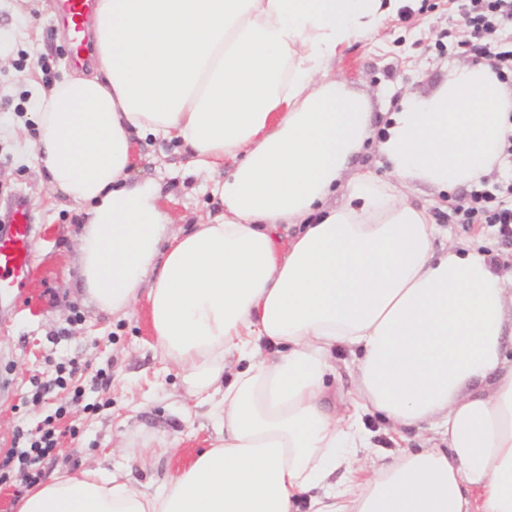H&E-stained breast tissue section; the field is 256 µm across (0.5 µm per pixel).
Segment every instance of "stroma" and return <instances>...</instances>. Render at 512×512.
Here are the masks:
<instances>
[{
	"mask_svg": "<svg viewBox=\"0 0 512 512\" xmlns=\"http://www.w3.org/2000/svg\"><path fill=\"white\" fill-rule=\"evenodd\" d=\"M61 27L55 0H0V211L26 196L35 225L29 280L0 292V457L16 430L33 433L48 423L59 440L42 479L106 460L124 467L137 485L154 486L208 447L214 428L202 407L183 418L182 375L153 349L146 306L125 317L103 313L78 283L85 211L51 195L34 151L32 87L49 88L70 69ZM461 28L456 0H415L370 36L352 39L330 67L368 95L380 132L407 94L430 96L460 65L441 42L447 30ZM133 154V179L151 178L165 188L160 205L172 229L222 212L205 175L187 169L175 142L140 140ZM406 194L442 227L439 243L512 262V244L503 243L496 226L449 222L448 202L426 184H412ZM57 376L60 387L40 396L35 379ZM154 433L175 443L171 461L136 457L134 444Z\"/></svg>",
	"mask_w": 512,
	"mask_h": 512,
	"instance_id": "obj_1",
	"label": "stroma"
}]
</instances>
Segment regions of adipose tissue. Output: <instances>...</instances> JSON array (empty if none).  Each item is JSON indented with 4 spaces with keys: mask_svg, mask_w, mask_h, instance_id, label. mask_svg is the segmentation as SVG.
Listing matches in <instances>:
<instances>
[{
    "mask_svg": "<svg viewBox=\"0 0 512 512\" xmlns=\"http://www.w3.org/2000/svg\"><path fill=\"white\" fill-rule=\"evenodd\" d=\"M408 2L97 0L94 71L34 91L36 160L87 209L85 293L115 316L148 302L156 348L218 433L154 491L86 468L18 512H512V269L435 252L439 225L404 194L499 169L512 90L489 64L457 67L392 114L393 183L348 173L371 105L329 66ZM148 136L176 140L223 213L168 228L161 185L129 181ZM344 350L347 407L330 386ZM365 411L390 423V461L365 462ZM427 422L440 446L403 447Z\"/></svg>",
    "mask_w": 512,
    "mask_h": 512,
    "instance_id": "adipose-tissue-1",
    "label": "adipose tissue"
}]
</instances>
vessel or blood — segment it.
I'll return each mask as SVG.
<instances>
[{
  "instance_id": "1",
  "label": "vessel or blood",
  "mask_w": 512,
  "mask_h": 512,
  "mask_svg": "<svg viewBox=\"0 0 512 512\" xmlns=\"http://www.w3.org/2000/svg\"><path fill=\"white\" fill-rule=\"evenodd\" d=\"M92 0H61L59 11L66 21L71 39L68 55L72 63H83L86 30ZM8 230L0 235V287L25 285L32 264V215L25 197H17L4 217Z\"/></svg>"
}]
</instances>
